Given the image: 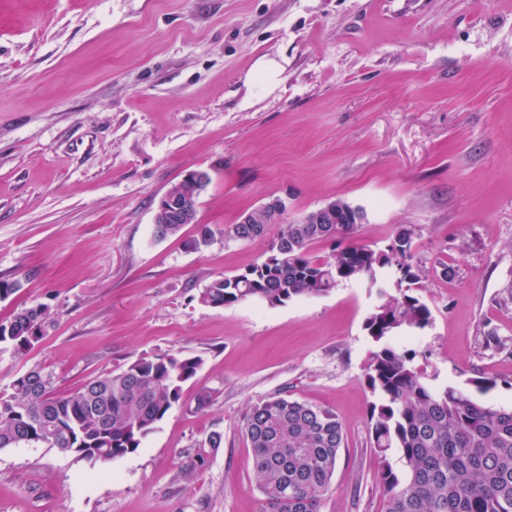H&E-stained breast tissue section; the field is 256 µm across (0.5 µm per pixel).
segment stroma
<instances>
[{"instance_id":"stroma-1","label":"stroma","mask_w":512,"mask_h":512,"mask_svg":"<svg viewBox=\"0 0 512 512\" xmlns=\"http://www.w3.org/2000/svg\"><path fill=\"white\" fill-rule=\"evenodd\" d=\"M193 170L210 175L200 251L196 224L153 236ZM274 197L285 224L348 202L377 249L411 228L432 322L402 346L436 390L488 377L480 401L512 403V0H0V279L20 283L0 319L48 322L25 357L0 349V391L33 368L66 393L143 354L204 359L133 454L0 449V512H259L241 426L279 392L345 423L322 512H383L363 371L376 290L198 300L263 259L267 239L225 232Z\"/></svg>"}]
</instances>
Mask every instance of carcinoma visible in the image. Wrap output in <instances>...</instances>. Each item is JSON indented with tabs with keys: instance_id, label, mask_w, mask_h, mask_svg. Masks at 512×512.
<instances>
[{
	"instance_id": "1",
	"label": "carcinoma",
	"mask_w": 512,
	"mask_h": 512,
	"mask_svg": "<svg viewBox=\"0 0 512 512\" xmlns=\"http://www.w3.org/2000/svg\"><path fill=\"white\" fill-rule=\"evenodd\" d=\"M334 224H281L283 211L266 204L252 224H235L239 241L267 237L264 258L243 272L213 280L201 304L226 307L258 300L275 308L330 292L342 281L365 280L379 302L364 323L370 343L364 378L376 401L370 408L372 448L381 458L385 512H512V406L477 401L455 387L433 389L415 366V351L395 340L432 322L429 306L412 293L410 228H400L387 249L355 240L363 212L336 199ZM212 229L196 225L187 246L200 250ZM326 242L316 258L310 246ZM395 268V293L377 273ZM45 311L22 309L0 320V346L22 358L43 337ZM200 355H141L59 395L52 374L34 368L0 393V449L25 444L54 448L91 464H105L141 448L176 405L183 384L202 367ZM261 512H321L341 449L345 425L326 407L285 393L259 400L244 417Z\"/></svg>"
}]
</instances>
